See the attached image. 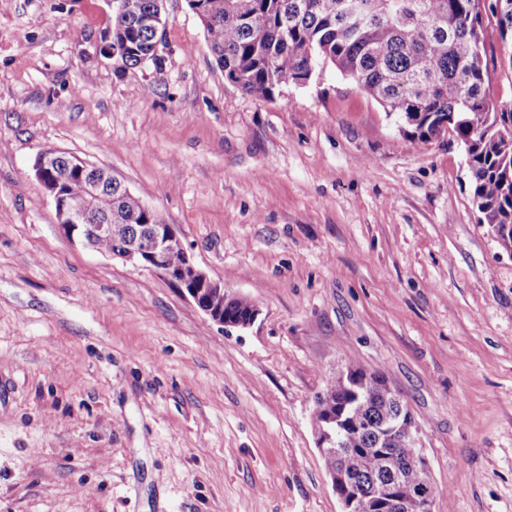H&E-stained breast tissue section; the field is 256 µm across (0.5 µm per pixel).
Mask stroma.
<instances>
[{
  "label": "stroma",
  "instance_id": "1",
  "mask_svg": "<svg viewBox=\"0 0 512 512\" xmlns=\"http://www.w3.org/2000/svg\"><path fill=\"white\" fill-rule=\"evenodd\" d=\"M165 18L160 63L119 73L109 0L0 6V512H341L313 410L351 360L407 404L433 512H512V251L463 143L419 144L330 64L247 96L187 0ZM46 149L109 169L254 323L67 239Z\"/></svg>",
  "mask_w": 512,
  "mask_h": 512
}]
</instances>
